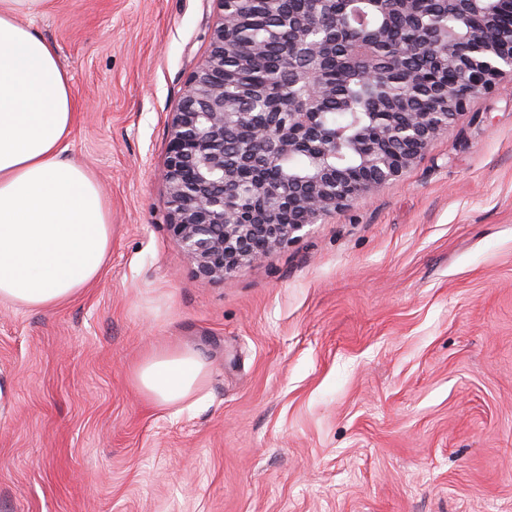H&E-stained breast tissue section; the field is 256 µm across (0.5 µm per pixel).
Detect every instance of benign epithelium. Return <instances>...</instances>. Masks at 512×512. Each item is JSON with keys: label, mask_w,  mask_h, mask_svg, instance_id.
Masks as SVG:
<instances>
[{"label": "benign epithelium", "mask_w": 512, "mask_h": 512, "mask_svg": "<svg viewBox=\"0 0 512 512\" xmlns=\"http://www.w3.org/2000/svg\"><path fill=\"white\" fill-rule=\"evenodd\" d=\"M322 2L308 0L310 9L305 15L288 17L283 59L290 66L299 60L310 64L300 69L303 97L289 86L284 88L283 97L264 113L263 123L255 126L252 113L233 111L235 102L224 91L229 34L225 0H217L219 19L210 32L209 51L187 78L171 119L164 170L168 227L199 274L210 281H222L260 262L270 251L289 244L306 226L402 177L471 100L455 84L431 88L413 78L402 104L408 106L425 94L429 110L413 112L406 122L386 125L375 139L357 144L360 163L369 173L365 183L354 188L336 181V144L341 133L328 132L317 123V108L331 93L318 60L334 44V34L318 10ZM471 42L473 56L462 63L453 38L423 35L398 47L386 65L370 71L369 77L388 82L407 57L418 55L439 70L474 72L479 88L474 97L490 95L505 76H512V29L505 33L494 26ZM295 154L308 156L304 173H290L278 181L263 176L265 170ZM243 169L256 173L249 182L254 204L237 211L225 205V192H235ZM287 208L300 212L301 218L282 223L280 216Z\"/></svg>", "instance_id": "obj_1"}]
</instances>
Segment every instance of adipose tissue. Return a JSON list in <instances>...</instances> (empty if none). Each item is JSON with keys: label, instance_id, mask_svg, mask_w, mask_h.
I'll return each mask as SVG.
<instances>
[{"label": "adipose tissue", "instance_id": "ef3b65f1", "mask_svg": "<svg viewBox=\"0 0 512 512\" xmlns=\"http://www.w3.org/2000/svg\"><path fill=\"white\" fill-rule=\"evenodd\" d=\"M0 0V300L49 309L100 276L112 245L108 204L93 173L66 157L75 121L70 77L54 47ZM208 374L192 351L155 349L135 370L138 386L173 405Z\"/></svg>", "mask_w": 512, "mask_h": 512}]
</instances>
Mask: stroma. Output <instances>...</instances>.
<instances>
[{"label": "stroma", "mask_w": 512, "mask_h": 512, "mask_svg": "<svg viewBox=\"0 0 512 512\" xmlns=\"http://www.w3.org/2000/svg\"><path fill=\"white\" fill-rule=\"evenodd\" d=\"M215 0H45L67 140L106 197L99 281L0 301V512H512V84L405 175L214 282L168 226L164 166ZM199 391L145 396L157 347ZM207 374L205 363L190 350L154 349L136 368L135 379L154 400L173 405L191 397Z\"/></svg>", "instance_id": "stroma-1"}]
</instances>
